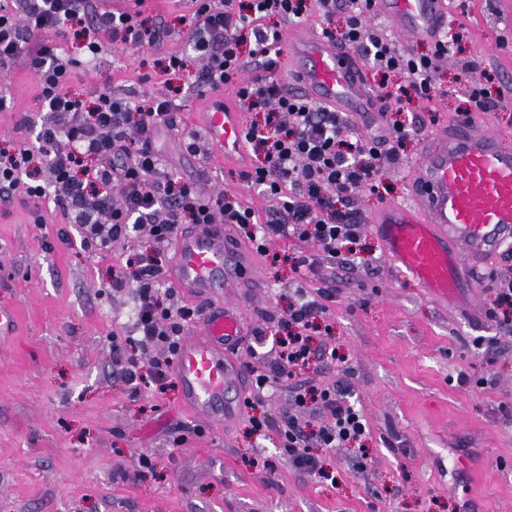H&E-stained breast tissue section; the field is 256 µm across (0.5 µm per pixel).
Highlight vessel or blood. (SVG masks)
Returning <instances> with one entry per match:
<instances>
[{
    "label": "vessel or blood",
    "instance_id": "obj_1",
    "mask_svg": "<svg viewBox=\"0 0 512 512\" xmlns=\"http://www.w3.org/2000/svg\"><path fill=\"white\" fill-rule=\"evenodd\" d=\"M375 15L395 25L403 44L436 37L448 24L447 0H375ZM293 62L289 88L338 112H372L353 48L309 31L283 36ZM214 161L241 164L244 124L229 102H207L196 116ZM388 254L430 294L472 291V264L512 242V148L506 137L462 118L437 133L417 165L406 203L374 216ZM167 280L199 299L195 328L181 337L173 365L182 405L202 421H228L239 409L246 370L236 352L248 328L237 304L265 300L268 280L252 252L225 224H191L171 243Z\"/></svg>",
    "mask_w": 512,
    "mask_h": 512
}]
</instances>
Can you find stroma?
Instances as JSON below:
<instances>
[{"label": "stroma", "mask_w": 512, "mask_h": 512, "mask_svg": "<svg viewBox=\"0 0 512 512\" xmlns=\"http://www.w3.org/2000/svg\"><path fill=\"white\" fill-rule=\"evenodd\" d=\"M190 7L146 0L145 18L165 37L137 50L105 42L94 63L77 69L70 92L87 103L106 82L120 96L173 93L177 129L149 134L166 171L205 195L242 194L266 214L271 202L248 188L241 167L215 169L206 148H185L207 99L234 97L230 86L193 88L195 61L188 72L161 73L166 57L187 50L181 17ZM448 32L457 41L435 62V97L403 104L409 136L399 160L386 164L377 188L348 201L362 226L354 266L320 257L307 282L330 294L329 331L312 343L339 356L313 377L361 410L370 430L364 451L325 452L336 473L329 483L289 466L275 436L250 430V414L276 419L292 410L288 392L224 426L192 418L180 388L132 392L112 336L131 329L136 300L106 283L113 264L146 249L170 255L169 243L144 231L100 257L82 248L78 225L51 203L39 224L16 200L0 203V309L13 314L0 335V512H512V325L490 316L496 280L512 275V253L480 262L479 288L447 302L396 273L370 224L381 206L406 198L427 140L469 106V88L483 89L492 124L512 128V0H449ZM468 62L473 72L464 71ZM0 92L10 102L0 138L28 139L26 121L44 112L27 60L0 66ZM270 249L258 258L270 281L265 307L244 316L276 336L297 286L291 260L318 248L277 239Z\"/></svg>", "instance_id": "stroma-1"}]
</instances>
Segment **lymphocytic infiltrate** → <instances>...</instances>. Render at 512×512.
I'll return each instance as SVG.
<instances>
[{"label":"lymphocytic infiltrate","mask_w":512,"mask_h":512,"mask_svg":"<svg viewBox=\"0 0 512 512\" xmlns=\"http://www.w3.org/2000/svg\"><path fill=\"white\" fill-rule=\"evenodd\" d=\"M187 41L190 56H170L165 72H183L198 61L196 85L219 89L236 87L239 107L264 113L263 124H249L244 140L257 161L245 178L247 186L274 207L259 216L240 195L219 190L205 196L197 188L164 171L147 133L158 125L176 127L175 102L166 94L120 97L102 85L92 106L67 92L65 86L81 60H94L102 51L101 34L113 43L140 48L155 44L158 30L147 28L141 11H92L91 0H0V64L29 59L40 86L39 100L46 119L34 125L32 143H0V202L20 198L40 212L52 200L68 223L79 225L82 244L99 254L113 243L148 229L156 240H170L184 224L233 225L237 234L267 253L271 240L295 239L338 258L342 248L356 244L361 226L355 213L344 209L351 194L375 186L385 160L396 158L407 134L393 123L386 150L367 139L348 134L343 113L288 91L271 76L281 56L280 21H301L307 0H190ZM327 22L325 36L356 49L372 69L399 75L393 98L402 102L410 93L433 96L434 59L448 53L447 40L434 42L432 56L397 52L389 39L366 24L372 0H318ZM345 10V24L334 27L337 10ZM86 21L82 31L83 59L70 56L56 43L44 42L68 23ZM252 43L258 73L241 78L242 46ZM168 263L160 256L140 254L113 270L109 288L132 289L136 320L127 344L159 347L163 359L140 365L127 359L121 378L130 388L144 385L162 390L172 383V357L185 323L194 309L175 302L165 280ZM315 258H298L294 270L300 281L296 300L282 320L283 336L268 339L255 328L252 342L271 344L273 364L252 370L253 390L287 388L294 405L322 411L317 429L308 431L296 415L282 414L279 422L250 417L251 429L275 432L283 455L297 471L324 480L333 474L322 466L319 449L362 445L369 434L363 413L337 398L334 389L313 382L295 383L294 372L313 361H336L335 350L313 349L317 318L324 304L304 283L316 271Z\"/></svg>","instance_id":"1"}]
</instances>
